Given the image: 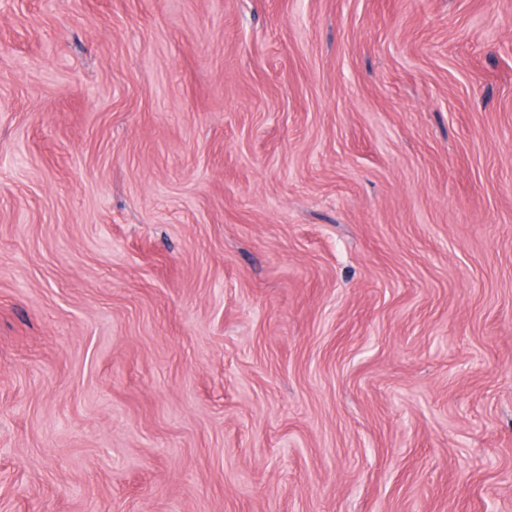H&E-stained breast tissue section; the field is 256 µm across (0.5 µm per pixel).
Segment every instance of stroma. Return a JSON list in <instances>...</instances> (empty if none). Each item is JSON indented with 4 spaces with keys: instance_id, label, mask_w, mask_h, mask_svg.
Masks as SVG:
<instances>
[{
    "instance_id": "obj_1",
    "label": "stroma",
    "mask_w": 512,
    "mask_h": 512,
    "mask_svg": "<svg viewBox=\"0 0 512 512\" xmlns=\"http://www.w3.org/2000/svg\"><path fill=\"white\" fill-rule=\"evenodd\" d=\"M0 512H512V0H0Z\"/></svg>"
}]
</instances>
